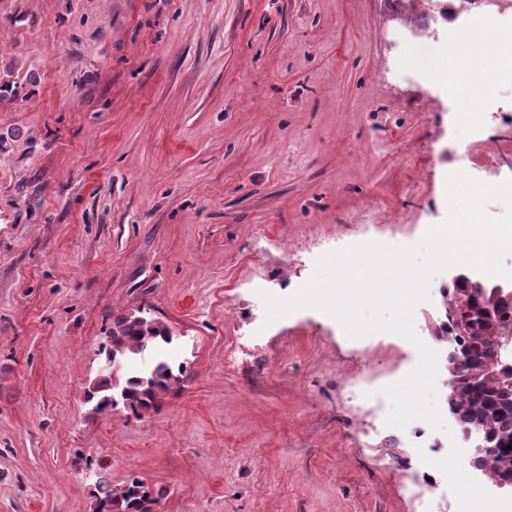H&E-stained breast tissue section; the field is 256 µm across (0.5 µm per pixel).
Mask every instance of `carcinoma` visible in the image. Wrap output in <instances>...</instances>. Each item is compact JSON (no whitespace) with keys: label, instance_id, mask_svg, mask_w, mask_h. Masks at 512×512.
Returning a JSON list of instances; mask_svg holds the SVG:
<instances>
[{"label":"carcinoma","instance_id":"obj_1","mask_svg":"<svg viewBox=\"0 0 512 512\" xmlns=\"http://www.w3.org/2000/svg\"><path fill=\"white\" fill-rule=\"evenodd\" d=\"M471 280L452 284L450 297L453 311L469 316V329L463 342L471 353L462 368L452 367L456 378L451 404L457 419L470 427L480 429L485 437L484 454L494 458V481L512 479V448L502 445L512 439V367L505 366L500 356L502 328L512 323V297L495 295L477 289ZM172 339L169 328L160 321L148 318L143 311L114 316L104 345L106 358L117 357L130 364L148 347L168 343ZM183 367H173L166 361L156 364L152 371L130 370L123 379L114 377L111 368L88 390V397L96 400L97 408L105 412L119 404L134 413L148 412L158 407L159 399L181 383ZM96 512H153L157 500L153 491L137 476H131L119 485L112 484L109 473L95 472L93 483Z\"/></svg>","mask_w":512,"mask_h":512}]
</instances>
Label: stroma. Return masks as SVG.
Segmentation results:
<instances>
[{
	"label": "stroma",
	"instance_id": "1",
	"mask_svg": "<svg viewBox=\"0 0 512 512\" xmlns=\"http://www.w3.org/2000/svg\"><path fill=\"white\" fill-rule=\"evenodd\" d=\"M400 0H0V512H94L86 458L157 512H415L397 441L362 435L364 388L418 357L304 309L229 363L262 317L369 225L445 220V181L512 178V82L458 123ZM414 73L393 75L397 57ZM148 309L184 365L157 409L87 391L115 315Z\"/></svg>",
	"mask_w": 512,
	"mask_h": 512
}]
</instances>
